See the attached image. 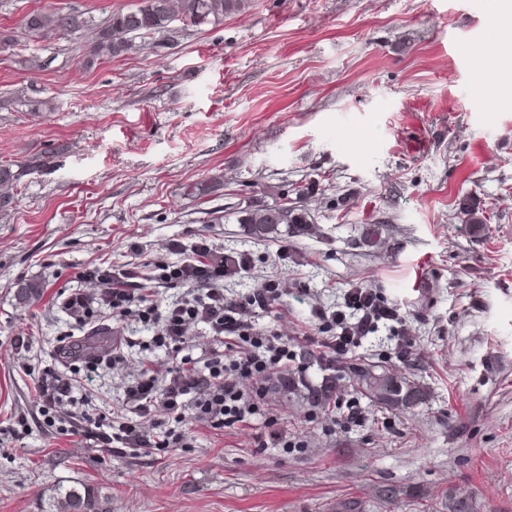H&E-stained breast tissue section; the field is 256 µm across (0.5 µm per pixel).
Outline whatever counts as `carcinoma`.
Masks as SVG:
<instances>
[{
  "label": "carcinoma",
  "instance_id": "carcinoma-1",
  "mask_svg": "<svg viewBox=\"0 0 512 512\" xmlns=\"http://www.w3.org/2000/svg\"><path fill=\"white\" fill-rule=\"evenodd\" d=\"M248 6V0H138L127 11L118 10L94 27V37L82 62L87 68L99 60L113 59L131 52L136 39H144L169 32L171 23L179 21L198 27L212 23L223 16L237 14ZM88 21L73 13H62L49 7L33 10L21 22L23 31L40 38L48 32L62 36L87 26ZM29 167L0 165V210L11 208L14 186ZM241 224H253L259 232L277 224H307L308 210L284 193L271 204L237 209ZM359 381L369 385L372 397L389 406L412 405L420 399V392L410 384L377 376L369 365L356 371ZM53 512H103L97 492L90 487L72 488L54 498Z\"/></svg>",
  "mask_w": 512,
  "mask_h": 512
}]
</instances>
